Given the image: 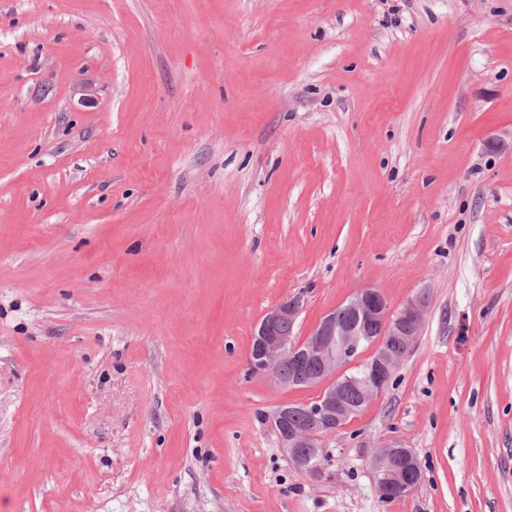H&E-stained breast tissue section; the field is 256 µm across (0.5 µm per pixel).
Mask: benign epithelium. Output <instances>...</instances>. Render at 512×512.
<instances>
[{"mask_svg":"<svg viewBox=\"0 0 512 512\" xmlns=\"http://www.w3.org/2000/svg\"><path fill=\"white\" fill-rule=\"evenodd\" d=\"M301 307V298L291 297L268 309L254 332L256 350L249 354L254 373L270 377L279 388H292L296 384L321 386L315 403L308 408L305 426H288L285 406L278 407L271 415L280 448L295 466L300 465L304 449L320 447L322 437L335 434L384 392L399 361L419 336L426 312V304L415 296L394 313L379 290L366 288L346 302V307L357 317L356 324L336 320V313L331 311L303 340L296 341L283 335L282 325L295 324ZM367 340L378 343V347L362 363L359 376L351 379L357 401L347 404L341 399L340 378ZM284 359L314 363L317 370L303 371L285 381L276 372L277 364ZM413 458L412 450L395 441L383 443L374 450L370 468L382 498H388L394 489L408 494L417 487L418 482L411 477Z\"/></svg>","mask_w":512,"mask_h":512,"instance_id":"benign-epithelium-1","label":"benign epithelium"}]
</instances>
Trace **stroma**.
Segmentation results:
<instances>
[{
    "mask_svg": "<svg viewBox=\"0 0 512 512\" xmlns=\"http://www.w3.org/2000/svg\"><path fill=\"white\" fill-rule=\"evenodd\" d=\"M364 288L425 321L309 475L253 333ZM0 512H512V0H0ZM414 453L411 449L399 445L397 442H386L374 450L370 468L374 478L376 490L383 499H387L393 489L412 492L421 480L411 477Z\"/></svg>",
    "mask_w": 512,
    "mask_h": 512,
    "instance_id": "obj_1",
    "label": "stroma"
}]
</instances>
